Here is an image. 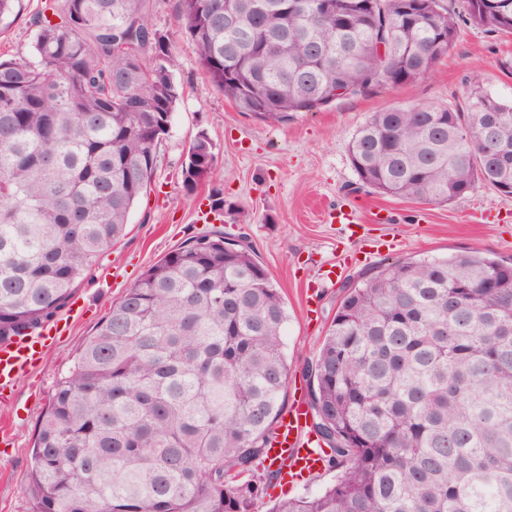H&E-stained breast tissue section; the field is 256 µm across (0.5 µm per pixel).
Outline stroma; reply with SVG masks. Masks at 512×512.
Listing matches in <instances>:
<instances>
[{"label":"stroma","mask_w":512,"mask_h":512,"mask_svg":"<svg viewBox=\"0 0 512 512\" xmlns=\"http://www.w3.org/2000/svg\"><path fill=\"white\" fill-rule=\"evenodd\" d=\"M41 0H18L0 23V53L29 56V24ZM178 0H150L149 20L170 33L177 58L180 99L156 149L147 193L130 216L128 234L113 245L58 316L62 336L0 398V512H28L30 449L40 416L57 381L105 318L112 302L152 264L188 238L216 229L245 237L278 284L288 307L286 352L290 371L284 395L292 403L306 390L303 370L317 355L345 287L370 267L416 255L441 258L479 250L512 262V197L479 186L447 204L408 201L364 186L349 158L355 131L372 113L414 105L453 108L462 104L474 75L500 97L512 98V38L460 23L454 47L432 71L413 83L386 85L364 96L301 111L271 126L240 111L205 76L195 47L176 22ZM213 143L215 175L187 193L181 169L198 132ZM222 188L226 211L206 223L213 188ZM356 209L354 229L331 222L336 209ZM389 210L392 223L371 220ZM333 269L317 279L318 269Z\"/></svg>","instance_id":"stroma-1"}]
</instances>
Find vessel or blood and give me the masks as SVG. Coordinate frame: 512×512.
<instances>
[{
	"label": "vessel or blood",
	"instance_id": "vessel-or-blood-1",
	"mask_svg": "<svg viewBox=\"0 0 512 512\" xmlns=\"http://www.w3.org/2000/svg\"><path fill=\"white\" fill-rule=\"evenodd\" d=\"M52 342L50 330L14 339L0 345V394L14 387L18 378L36 364ZM269 456L281 465L288 484L323 468L319 443L309 430L307 408L295 403L279 418L269 445Z\"/></svg>",
	"mask_w": 512,
	"mask_h": 512
}]
</instances>
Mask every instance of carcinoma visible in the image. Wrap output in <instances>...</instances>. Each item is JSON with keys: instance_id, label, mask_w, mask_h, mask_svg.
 Masks as SVG:
<instances>
[{"instance_id": "carcinoma-1", "label": "carcinoma", "mask_w": 512, "mask_h": 512, "mask_svg": "<svg viewBox=\"0 0 512 512\" xmlns=\"http://www.w3.org/2000/svg\"><path fill=\"white\" fill-rule=\"evenodd\" d=\"M178 0L211 82L276 125L428 73L460 17L444 0ZM465 21L512 35V0ZM149 0H44L28 57L0 56V344L45 328L151 184L179 98ZM380 193L512 196V100L474 77L456 110L375 112L349 143ZM198 133L192 194L214 174ZM214 230L112 303L38 424L29 512H256L284 411L288 309L244 238ZM308 383L311 428L339 471L271 512H512V263L479 251L386 261L347 287Z\"/></svg>"}]
</instances>
